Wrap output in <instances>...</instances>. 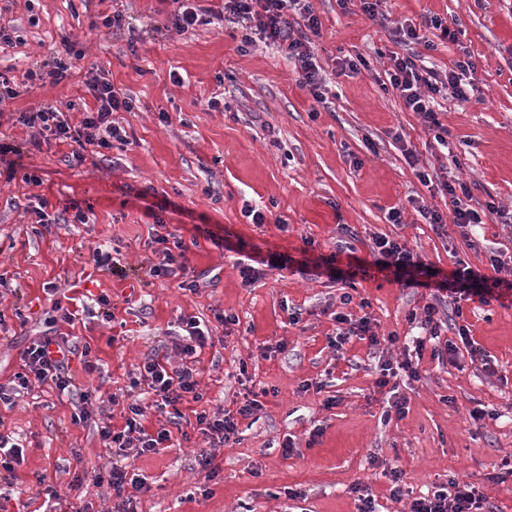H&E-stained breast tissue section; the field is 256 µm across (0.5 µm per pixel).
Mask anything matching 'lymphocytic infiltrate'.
I'll return each instance as SVG.
<instances>
[{"label": "lymphocytic infiltrate", "mask_w": 512, "mask_h": 512, "mask_svg": "<svg viewBox=\"0 0 512 512\" xmlns=\"http://www.w3.org/2000/svg\"><path fill=\"white\" fill-rule=\"evenodd\" d=\"M175 10L168 23L175 30L184 32L198 25L213 22L235 25L242 32L243 43H253L254 39L277 48L285 58L294 60L299 67L300 85L308 90L316 101H323L326 87L322 69L308 39L309 33L318 32L320 21L309 5V0H224L223 10H215L199 5L198 0H173ZM300 15L304 30L295 32L288 19L289 11ZM439 30L442 38L457 44L458 56L454 59L447 74L425 64L422 55L417 53L392 54L386 79L403 100L407 110L415 112L425 129L433 132L440 146L448 144V130L439 119L438 101L453 98L466 102L475 90L474 75L476 64L470 50L459 43L457 31L449 30L439 18H427L423 27L404 21L397 25L395 33L404 43H415L432 48L433 43L426 39L424 28ZM86 87L94 97V109L84 110L78 125H70L62 111L53 105L36 111L23 113L19 121L27 127L38 128L40 136L46 139L68 141L73 149L68 157L70 164L79 166L85 163L87 154H98L99 150L124 148L129 144L126 130L116 125L112 115L123 110L132 111L135 103L132 98L120 95L110 82L93 78ZM440 189L448 194L451 203L450 215L425 205H417L416 210L426 223L437 227L445 222H453L463 228L481 223L482 213L496 214L494 203H487L485 212H478L467 204L471 192L466 183L457 178L442 182ZM150 247L158 255L157 263L151 264L149 274L155 278H179V287L192 293L198 292L201 283L189 267L188 247L183 240L171 234L152 231ZM377 255L375 265L378 271L391 272L397 281L408 287H435L447 292L452 303L468 299L470 294L482 296L503 295L512 292V279L493 280L477 275L471 267H456L447 279H439L437 270L423 263L418 254L406 243L378 237L374 240ZM420 321L421 336L413 340L415 352L431 350L433 357L444 358L457 352L459 346H466L472 359L485 360L486 355L472 339L467 326L456 320L441 322L437 319L438 310L428 304L423 308ZM73 313L64 309L61 303H53L44 318L45 329L34 337L21 353V370L15 373L8 383L0 384V403L14 405L16 397L43 384H53L62 393H78L79 411L74 414L73 423L80 424L95 420L99 441L105 451H134L136 456L156 454L166 448L171 439L172 427L181 426L185 406L201 402L204 398L200 388L199 371L196 367L198 356L203 348L223 344V337L212 336L199 320L185 317L180 330L176 332L170 353L152 355L139 364L129 381L127 396L129 403L122 426H115L109 413L93 417L90 405L93 394L79 391L70 370L72 360H79L85 372L97 370L92 361L90 345H81L72 338L63 336L59 323H71ZM263 405L256 392H246L235 409L220 408L213 412L204 410L195 414L196 427L207 441L206 449L200 450L197 463L206 479L216 477L218 468L214 463V448L237 442L239 419H247L262 410ZM159 413L167 424L156 432H148L143 420L148 412ZM96 485L107 486L115 501L112 512H130L129 506L134 494L147 491L148 486L139 474L129 473L125 466H112L107 472L98 473ZM484 496L478 495L474 486L468 483L449 481L435 487L430 495L414 500L411 512H484Z\"/></svg>", "instance_id": "f902f5d3"}]
</instances>
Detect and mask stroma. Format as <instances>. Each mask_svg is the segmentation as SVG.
I'll return each instance as SVG.
<instances>
[{"instance_id":"35a3bbf8","label":"stroma","mask_w":512,"mask_h":512,"mask_svg":"<svg viewBox=\"0 0 512 512\" xmlns=\"http://www.w3.org/2000/svg\"><path fill=\"white\" fill-rule=\"evenodd\" d=\"M310 5L321 22L312 41L327 74L321 102L300 87L294 63L262 42L242 45L229 27L167 29V0H125L132 24L118 33L100 24L110 0H0V25L20 35L0 46V72L20 81L44 61L71 67L68 79L43 80L0 103V141L23 148L0 156V313L7 324L0 383L18 372L21 351L43 331V313L54 301L50 287L75 298L108 295L123 323L118 336L80 312L59 326L90 343L99 361L90 374L72 361L76 385L105 396L126 390L130 371L166 342L180 318L194 316L224 339L223 349L207 347L198 356L202 408L229 404L247 380L267 389L265 408L258 421H241L239 443L217 448L213 480L196 462L203 445L196 436L173 434L172 448L136 458L150 489L134 512H358V483L382 512H408L412 498L451 479L475 485L501 512H512V475L501 468L512 456V295L463 304V322L486 363L471 362L464 349L443 363L423 354L418 380L395 381L407 399L405 415L387 419L385 396L375 387L379 360L402 361L416 333L410 313L431 303L445 319L452 309L445 294L378 272L371 253L374 237L397 239L441 273L462 261L488 278L496 275L492 256L512 257V0H382L373 17L359 0ZM431 16L464 31L477 63L478 92L465 103L442 100L440 120L461 161L452 174L470 186L475 208L492 202L500 213L465 233L451 223L435 229L412 207L416 198L449 212L448 197L428 190L418 174L433 170L443 181L452 174L419 117L384 84L391 54L410 51L397 42L396 23ZM342 56L363 63L341 73L334 61ZM95 76L135 101L133 111L114 115L133 145L78 168L65 161L69 143L33 149L34 131L19 124L20 113L54 104L78 124L80 105L93 101L85 81ZM214 97L223 98L222 108L209 107ZM407 147L415 162L406 159ZM27 173L39 184L25 183ZM33 194L47 200L48 213L76 203L90 221L35 229L25 211ZM247 204L271 211L273 222L251 224L242 213ZM393 207L401 209V223L388 220ZM279 218L287 229L276 226ZM157 219L187 245L202 283L198 293L147 275L155 256L146 241ZM347 229L350 255L336 251ZM99 246L120 250L122 274L96 268ZM332 254L339 267L354 257L369 267L351 282L301 268ZM277 255L288 256L287 268L269 267ZM242 256L263 264L249 285L236 266ZM346 293L353 297L347 305ZM292 310L300 314L294 325ZM218 311L237 325L224 329ZM338 312L369 317L375 333L395 335L396 343L379 356L356 338L334 351L328 338ZM279 343L284 351H276ZM316 382L322 390H313ZM329 396L337 405L327 409ZM76 405L45 384L0 408L25 447L0 512H23L28 501L43 502L50 487L81 495L89 512H110L112 500L94 477L112 459L92 424H73ZM480 405L490 415L476 423L469 412ZM288 438L295 449L286 455L281 445ZM375 458L380 467H372ZM391 469L404 471L408 498L390 500Z\"/></svg>"}]
</instances>
